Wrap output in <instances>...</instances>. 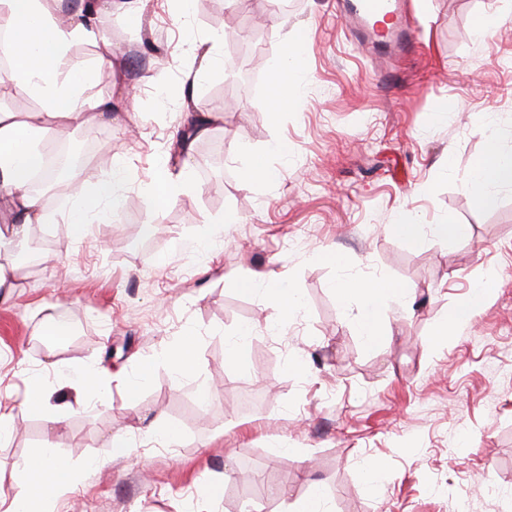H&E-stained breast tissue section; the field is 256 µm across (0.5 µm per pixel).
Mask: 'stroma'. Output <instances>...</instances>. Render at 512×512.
<instances>
[{
  "instance_id": "stroma-1",
  "label": "stroma",
  "mask_w": 512,
  "mask_h": 512,
  "mask_svg": "<svg viewBox=\"0 0 512 512\" xmlns=\"http://www.w3.org/2000/svg\"><path fill=\"white\" fill-rule=\"evenodd\" d=\"M252 2L242 13L237 0H195L185 15L178 0H144L140 19L116 8L104 20L111 49L71 46V67L98 71L89 95L114 110L94 130L49 126L43 144L104 133L124 164L121 204L69 239L61 206L74 185L63 184L43 201L50 223L29 229L57 259L0 299V401L16 407L35 379L65 406L56 433L16 408L0 440V499L20 493L21 463L52 438L80 478L46 512H291L314 485L330 512H453L462 497L469 512H512V190L486 210L462 185L487 128L512 147V0H407L423 48L389 84L371 79L336 0L285 14ZM487 12L502 24L482 39L473 22ZM298 33L299 105L275 117L269 64ZM158 69L163 90L148 81ZM447 99L459 109L438 119ZM192 109L217 115L187 161L195 187L156 204L148 183L159 165L186 163L174 147ZM278 142L287 155L272 152ZM253 156L278 180L245 184ZM404 216H452L468 233L415 245L390 230ZM142 224L160 231L127 251ZM207 229L212 242L198 244ZM327 251L342 265L323 262ZM270 271L300 300L282 326L234 285ZM348 278L407 289L380 348L360 332L356 297L335 289ZM486 278L496 293L470 324L435 336ZM57 315L76 331L50 344L42 332ZM246 327L241 369L225 354ZM187 337L197 371L179 376L163 350ZM85 366L108 372L104 401L69 379ZM116 436L133 452L114 453Z\"/></svg>"
}]
</instances>
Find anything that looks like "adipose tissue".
<instances>
[{"label":"adipose tissue","instance_id":"ef3b65f1","mask_svg":"<svg viewBox=\"0 0 512 512\" xmlns=\"http://www.w3.org/2000/svg\"><path fill=\"white\" fill-rule=\"evenodd\" d=\"M112 7V0H95L91 13L62 22L49 10L46 0H0V29L8 33L0 42V54L12 61L9 80L18 93L39 98L44 105L32 122L0 110V196L8 204V217L0 221L1 255L10 254L31 225L49 219L40 197L30 187L32 172L42 159L34 143L44 124L79 122L95 126L112 110L111 99L87 94L94 71L65 67L68 51L77 39H101L100 20L111 14ZM297 54V40L285 41L281 60L273 68L272 93L280 112L296 105L293 89L299 82ZM121 174L122 165L117 162L110 176L77 183L64 218L70 238H81L88 224L110 219L119 206L117 185ZM464 187L488 209L497 205L500 190L512 189V149L501 146L497 131L488 132L487 149L473 161ZM236 284L246 292L261 291L277 323H288L296 312V299L283 289L277 273L265 274L259 283L244 274L237 277ZM336 289L342 296L359 298L358 325L368 346L379 347L378 326L391 301L405 294V287L380 278L371 283L342 281ZM495 291L493 281L478 283L468 298L437 324L436 335H447L449 329L468 324ZM22 469L27 476L23 493L0 512H37L40 505L65 493L78 479L77 473L68 470L49 449L25 461Z\"/></svg>","mask_w":512,"mask_h":512}]
</instances>
